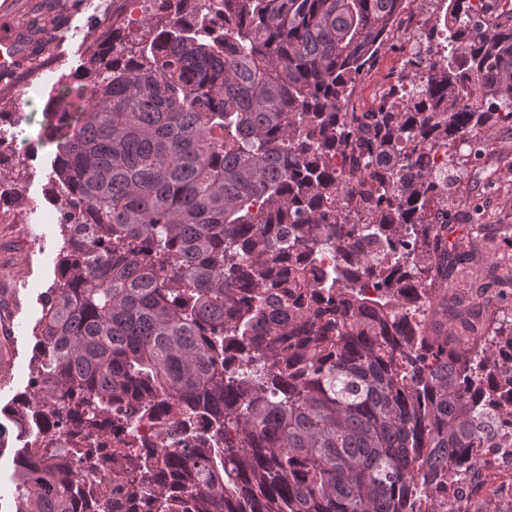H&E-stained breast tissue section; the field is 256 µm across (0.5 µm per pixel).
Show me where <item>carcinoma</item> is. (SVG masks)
Here are the masks:
<instances>
[{
  "mask_svg": "<svg viewBox=\"0 0 512 512\" xmlns=\"http://www.w3.org/2000/svg\"><path fill=\"white\" fill-rule=\"evenodd\" d=\"M402 2L149 0L61 77L64 251L9 411L61 436L102 435L115 404L205 428L73 465L26 446L13 512H441L512 429V335L404 315L472 259L433 159L512 123V14L448 0L452 53L426 20L376 107L346 111Z\"/></svg>",
  "mask_w": 512,
  "mask_h": 512,
  "instance_id": "carcinoma-1",
  "label": "carcinoma"
}]
</instances>
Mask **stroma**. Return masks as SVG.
<instances>
[{"label":"stroma","instance_id":"obj_1","mask_svg":"<svg viewBox=\"0 0 512 512\" xmlns=\"http://www.w3.org/2000/svg\"><path fill=\"white\" fill-rule=\"evenodd\" d=\"M124 0H0V26L30 25L45 20L58 41L37 56L16 77L0 81V108L23 112L22 140L36 148L25 158L21 174H7L20 185L24 205L15 224L0 223V512H12L14 458L30 439L13 424L6 409L18 394L29 391L34 340L32 329L42 315L43 300L58 271L63 239L57 221L44 213L57 207L47 198L56 180L55 146L44 141L43 111L61 73L78 70L90 50L112 32V20L124 16ZM408 35L402 22L380 48L373 66L359 76L354 93H383L402 67V46ZM485 152L480 160L457 168L461 180L448 200V240L462 242L479 256V268L502 256H512V182L500 179L512 171V124L483 129ZM478 323L483 334L512 332V286L489 284L481 298ZM507 477L481 473L472 498L475 512H512V495L500 494Z\"/></svg>","mask_w":512,"mask_h":512}]
</instances>
